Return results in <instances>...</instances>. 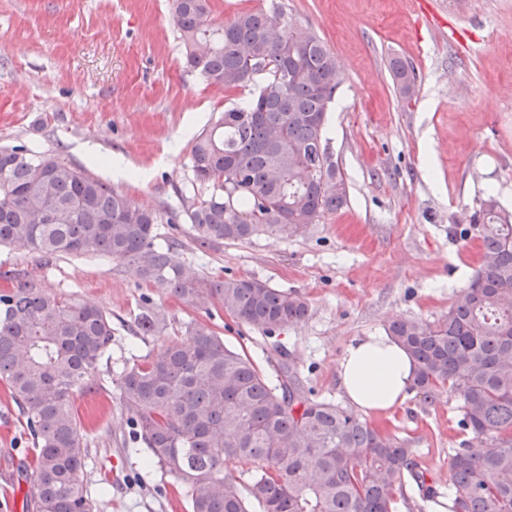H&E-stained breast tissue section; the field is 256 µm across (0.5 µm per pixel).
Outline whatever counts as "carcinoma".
<instances>
[{
    "mask_svg": "<svg viewBox=\"0 0 512 512\" xmlns=\"http://www.w3.org/2000/svg\"><path fill=\"white\" fill-rule=\"evenodd\" d=\"M187 64L227 91L261 84L227 107L193 141L194 176L208 190L183 220L206 247L260 233L286 238L340 208L346 193L324 143L338 87L336 57L315 33L300 34L278 9H253L218 23L211 0H173ZM209 50L197 54L202 43ZM398 94H416L413 67L389 62ZM167 213L131 206L102 180L54 156L0 148V245L46 257L103 255L141 281L191 305L218 304L269 337L303 322L306 299L253 279H212L156 243ZM480 265L444 320L393 321L388 335L415 362L413 388L447 386L460 399L458 425L477 443L455 450L448 512H512V218L490 197L474 224ZM148 310L138 333L161 332ZM112 346L104 311L49 292L35 281L0 291V381L37 448L27 512H97L83 488L87 442L74 396L96 376ZM122 408L153 460L186 485L191 512H396L416 471L413 449L356 413L316 399L296 370L266 373L215 332L188 327L154 358L117 375ZM247 467L240 487L224 465Z\"/></svg>",
    "mask_w": 512,
    "mask_h": 512,
    "instance_id": "obj_1",
    "label": "carcinoma"
}]
</instances>
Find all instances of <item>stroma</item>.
Instances as JSON below:
<instances>
[{
    "instance_id": "obj_1",
    "label": "stroma",
    "mask_w": 512,
    "mask_h": 512,
    "mask_svg": "<svg viewBox=\"0 0 512 512\" xmlns=\"http://www.w3.org/2000/svg\"><path fill=\"white\" fill-rule=\"evenodd\" d=\"M173 0H0V146H23L82 167L129 202L181 213L205 196L190 161L194 136L250 95L209 84L186 61ZM217 21L280 6L335 55L340 84L324 130L347 201L281 238L199 247L188 224L158 227L179 240L180 261L211 277L258 279L304 296L301 324L266 337L220 307L193 306L138 281L107 256L43 257L0 247V287L33 279L47 291L100 307L112 348L75 406L89 442L85 488L99 512H190L182 481L150 465L111 377L131 356H154L205 326L245 349L267 373L293 364L314 397L346 405L337 366L357 339L400 318L433 324L447 315L478 266L469 229L494 196L512 213V0H213ZM400 57L418 87L397 93L388 64ZM121 161L127 175L108 172ZM166 327L136 335L144 307ZM459 399L409 391L394 411L368 416L412 448L438 490L406 487L399 512H448L451 454L473 442L458 425ZM35 453L0 381V512L25 503Z\"/></svg>"
}]
</instances>
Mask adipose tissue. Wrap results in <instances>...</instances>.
I'll list each match as a JSON object with an SVG mask.
<instances>
[{
    "label": "adipose tissue",
    "mask_w": 512,
    "mask_h": 512,
    "mask_svg": "<svg viewBox=\"0 0 512 512\" xmlns=\"http://www.w3.org/2000/svg\"><path fill=\"white\" fill-rule=\"evenodd\" d=\"M337 373L356 410L381 413L404 402L413 383L415 365L408 352L390 336H367L350 345Z\"/></svg>",
    "instance_id": "ef3b65f1"
}]
</instances>
